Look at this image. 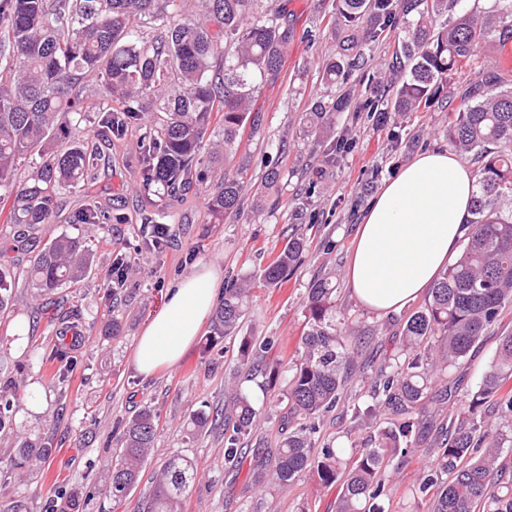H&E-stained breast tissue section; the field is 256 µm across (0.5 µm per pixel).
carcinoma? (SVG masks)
<instances>
[{
  "label": "carcinoma",
  "instance_id": "carcinoma-1",
  "mask_svg": "<svg viewBox=\"0 0 512 512\" xmlns=\"http://www.w3.org/2000/svg\"><path fill=\"white\" fill-rule=\"evenodd\" d=\"M201 12L179 17L178 0H0V195L13 198L10 221L29 229L49 224L57 195L65 187L89 186L97 156L82 140L77 120L86 108L78 84L101 83L107 98L94 120L97 136L138 138L139 192L158 187L189 191L204 185V200L218 219L240 211L247 189L243 170L224 168L218 176L200 169L203 153L229 156L240 146L252 118L255 94L264 77L276 73L295 38L278 5L263 0H201ZM455 0H336L342 19L340 51L327 60L323 78L349 81L366 43L394 29L402 33L389 70L386 105L380 90L367 105L386 122L427 106L448 87L450 75L473 68L478 59L505 50L512 41V0L482 16L464 12L452 21ZM349 99L315 102L304 115L313 140L335 135V114ZM448 145L481 162L471 230L458 257L448 265L424 305L406 319L398 369L374 391L375 403L361 415L387 410L398 421L377 430L372 447L355 454L315 447L312 420L336 406L346 383V366L356 345L336 329V288L330 278L313 281L306 300L308 330L291 368L283 422L309 424L288 431L275 457L271 482L284 489L311 474L324 488L336 487V512H386L385 473L389 458L406 455L419 431L413 415L443 370L465 358L507 305L512 303V73L472 82L448 117ZM38 157L28 176L17 170ZM72 223L102 228L112 212L87 204ZM304 250L303 238L285 239L259 281L237 278L224 288L213 323L215 342L234 335L246 315L256 285L283 281ZM93 257L82 242L57 235L33 257L30 278L42 292L72 288L91 272ZM14 301L13 283L0 270V312ZM512 379V334L501 339L494 364L467 399V411L435 427V459L420 490L434 489L430 512H512V464L504 455V434L491 422L486 405L512 414V396L500 397ZM224 413L229 432L224 463L233 465L238 443L251 435L259 413L240 388L230 389ZM18 389L0 387V433L10 426ZM156 436L153 410L143 409L124 427L123 448L112 457L102 493L119 505L140 482ZM49 447L28 440L10 457L23 469L46 460ZM194 482L192 464L171 457L158 470L144 512H183Z\"/></svg>",
  "mask_w": 512,
  "mask_h": 512
}]
</instances>
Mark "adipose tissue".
Segmentation results:
<instances>
[{
    "label": "adipose tissue",
    "mask_w": 512,
    "mask_h": 512,
    "mask_svg": "<svg viewBox=\"0 0 512 512\" xmlns=\"http://www.w3.org/2000/svg\"><path fill=\"white\" fill-rule=\"evenodd\" d=\"M474 191L471 167L451 151L425 152L404 164L357 227L346 269L353 296L377 313L424 296L468 231ZM221 286L218 270L203 265L169 289L137 340L138 372L149 376L178 365L213 312Z\"/></svg>",
    "instance_id": "ef3b65f1"
}]
</instances>
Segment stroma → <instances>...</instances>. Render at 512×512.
Here are the masks:
<instances>
[{
    "label": "stroma",
    "mask_w": 512,
    "mask_h": 512,
    "mask_svg": "<svg viewBox=\"0 0 512 512\" xmlns=\"http://www.w3.org/2000/svg\"><path fill=\"white\" fill-rule=\"evenodd\" d=\"M296 32L284 55L280 74L266 81L255 97L256 126L246 128L234 161L248 167L252 178L237 216L217 222L202 198L194 193L163 195L145 201L137 190V135L120 140L93 137L89 147L98 158L96 179L90 188H66L58 195L52 224L20 239L10 222L12 202L0 200V267L18 275V289L32 293L22 273L31 257L50 237L66 234L81 238L94 257L91 274L78 286L40 296L38 308L17 306L0 315V376L21 380L26 397L13 412L20 439L50 442L52 451L42 466L17 478L6 460L8 445L0 443V512H47L55 495L67 502V512H140L151 491L148 480L134 488L126 501L113 506L100 487L115 451L122 446L123 425L143 408L157 415L159 427L147 471L157 470L179 455L193 462L197 478L185 500L184 512H336V489L322 488L305 475L288 489L259 487L254 481L257 457L274 460L283 434L286 381L269 388L264 370L289 367L296 358L306 329L305 302L317 275L336 277V325L357 327L359 355L334 409L316 421L317 445L356 452L370 441L371 429L361 426L357 410L371 401L381 367L398 354L402 338L398 325L404 311L379 314L365 308L351 294L346 268L356 227L363 210L384 181L417 154L446 150L443 134L449 108L472 77L469 70L452 77L448 102L408 113L404 118L377 124L362 105L370 89L383 82L397 49L395 35L364 48L365 62L348 83L355 91L349 108L335 116L336 134L350 147L328 161L329 143L303 137V114L318 101L337 98L345 86L322 79V66L336 49L332 31L335 0H279ZM277 168L272 189L261 179ZM111 209L112 222L95 231L70 223V215L88 200ZM151 209L159 223L170 228L158 250L144 246L148 232L142 222ZM302 231L307 246L288 278L273 287L254 290L240 332L210 345L202 330L182 361L153 375L139 374L132 363L137 339L149 314L159 308L169 285L190 275L198 265L218 268L222 282L257 275L278 254L286 237ZM125 256L139 267L122 288L108 292L112 262ZM78 309L79 334H72L63 318ZM512 332V307L482 336L463 360L446 370L441 384L455 394L445 404L425 400L417 408L420 425L437 410H463L467 394L475 391L494 361L500 338ZM25 345H17L18 336ZM75 338L67 382L54 380L41 357L56 337ZM260 344L264 367L243 365L238 349L241 337ZM237 381L260 412L261 424L241 439L235 467L224 463L226 434L218 417L224 409V388ZM205 412L210 421L200 432L191 431L190 417ZM433 457L428 434H421L412 452L389 463L387 512H428L430 501L419 491L421 478Z\"/></svg>",
    "instance_id": "stroma-1"
}]
</instances>
